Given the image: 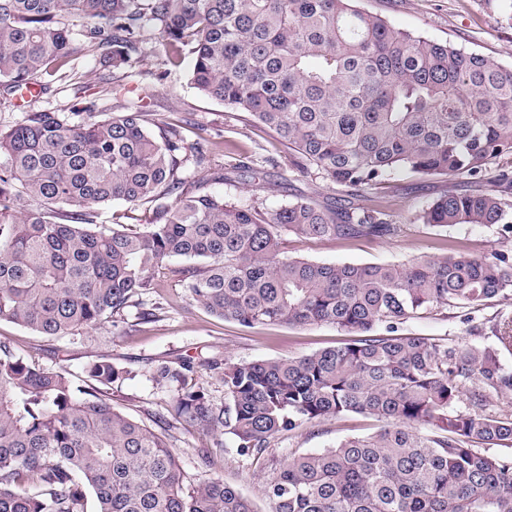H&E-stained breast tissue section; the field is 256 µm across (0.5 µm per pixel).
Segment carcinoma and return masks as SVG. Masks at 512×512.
Masks as SVG:
<instances>
[{
	"mask_svg": "<svg viewBox=\"0 0 512 512\" xmlns=\"http://www.w3.org/2000/svg\"><path fill=\"white\" fill-rule=\"evenodd\" d=\"M355 0H0V85L40 91L90 45L112 74L139 66L144 31L167 61L192 57L205 97L268 127L289 170L314 171L347 198L276 208L188 189L208 149L145 111L96 101L37 110L0 129V319L61 338L110 322L156 287L174 258L194 299L245 327L328 325L344 343L308 355L221 369L227 403L187 382L191 362L162 366L177 384L175 420L232 435L258 456L304 423L350 414L379 429L333 448L292 454L265 479L271 512H512V317L489 346H458L400 326L420 312L484 309L512 297V250L472 252L444 238L401 264L325 263L288 252L287 237L386 240L380 205L352 202L394 173L468 177L422 223L512 228V67L390 25ZM93 27L79 33L71 19ZM176 195V203L167 199ZM150 204L144 229L105 228L96 208ZM123 371L83 376L39 367L0 340V512H257L220 477L187 486L167 441L112 404ZM499 448L498 454L488 453ZM94 510H89V506Z\"/></svg>",
	"mask_w": 512,
	"mask_h": 512,
	"instance_id": "cac0c4a2",
	"label": "carcinoma"
}]
</instances>
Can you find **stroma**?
I'll use <instances>...</instances> for the list:
<instances>
[{
	"label": "stroma",
	"mask_w": 512,
	"mask_h": 512,
	"mask_svg": "<svg viewBox=\"0 0 512 512\" xmlns=\"http://www.w3.org/2000/svg\"><path fill=\"white\" fill-rule=\"evenodd\" d=\"M358 6L396 28L512 65V7L506 0H358ZM145 47V60L129 74L109 76L100 64V49L92 47L74 61L63 80L54 83L40 98L20 104L15 95L0 88V128L14 125L29 110L62 112L81 99L99 101L116 112L140 108L155 123L176 128L187 142H208L216 163L225 171L249 160L263 178L260 186L252 188L238 179L215 180L212 172L199 169L191 173L190 186L223 193L226 199L240 204L257 201L267 208L302 197L325 203L338 198L335 185L319 175H292L287 151L262 123L202 96L190 81L188 65H168L164 56L157 53V31L146 30ZM472 187L471 180L465 178L446 182L400 174L375 191L398 226L392 238L315 240L292 236L288 248L294 255L328 263H404L431 253L443 234L419 222L417 213L445 190L466 191ZM445 234L464 241L477 253L490 248L512 249V233L498 224H461ZM185 265L181 258L170 261L167 269L156 277L155 292L143 296L145 306L158 308L153 322H139L137 308L131 307L116 324L57 339L0 320V338L10 340L18 353L41 367L63 368L77 376L88 362L99 358L111 360L128 373L126 379L112 386L113 404L150 426L157 417L170 416L176 397L175 386L153 379L161 365L175 368L186 360L196 363L197 369L191 375L193 383L204 387L220 404L224 401V384L219 373L203 368V361L245 363L295 358L343 341L331 326L245 328L217 318L183 288L177 271ZM510 311L512 299L495 298L477 312L450 308L419 313L403 329L431 339H449L461 346L489 345L493 342L495 315ZM378 427V421L361 415L328 417L284 435L255 460L237 455L226 436L220 439L222 452L214 454L206 467L200 465L197 451L213 447L218 440L215 435L188 432L178 425L171 427L169 434L185 483L194 485L209 476L223 478L226 484L252 499L258 512H271L263 482L272 460L294 451L331 448L347 437L372 433Z\"/></svg>",
	"instance_id": "35a3bbf8"
}]
</instances>
